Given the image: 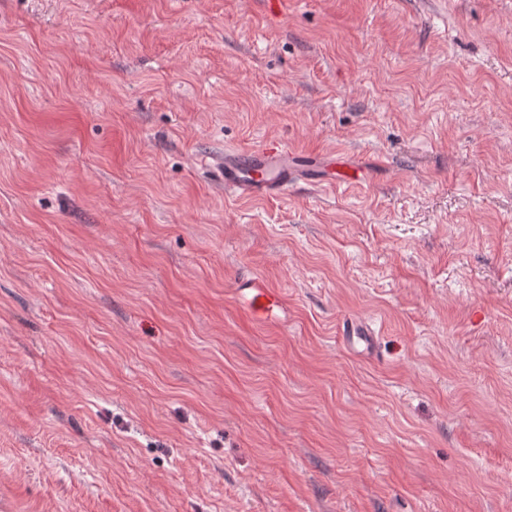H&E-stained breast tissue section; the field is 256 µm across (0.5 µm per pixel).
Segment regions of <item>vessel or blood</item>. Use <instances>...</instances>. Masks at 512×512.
<instances>
[{"label":"vessel or blood","instance_id":"b4317fda","mask_svg":"<svg viewBox=\"0 0 512 512\" xmlns=\"http://www.w3.org/2000/svg\"><path fill=\"white\" fill-rule=\"evenodd\" d=\"M357 165L319 154L297 153L281 144H267L251 150H228L220 164V180L226 193L247 199H265L286 194L296 183L311 186L353 181ZM246 309L257 318H268L279 309L281 298L264 280L241 279L236 283ZM344 342L361 353L376 346L374 330L366 323L349 320L341 328Z\"/></svg>","mask_w":512,"mask_h":512}]
</instances>
